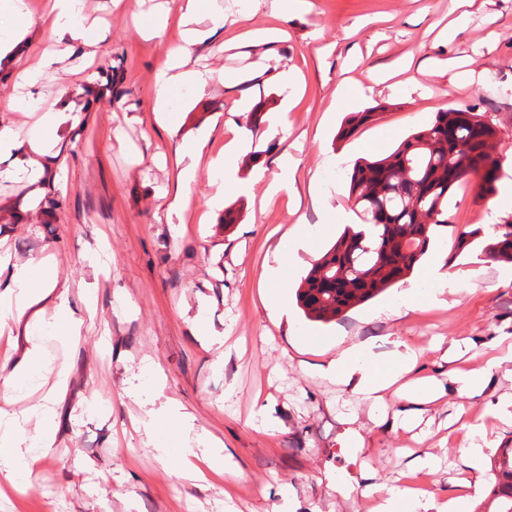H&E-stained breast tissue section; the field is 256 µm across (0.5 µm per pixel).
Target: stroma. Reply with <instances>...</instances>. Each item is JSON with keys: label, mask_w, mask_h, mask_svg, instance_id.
<instances>
[{"label": "stroma", "mask_w": 512, "mask_h": 512, "mask_svg": "<svg viewBox=\"0 0 512 512\" xmlns=\"http://www.w3.org/2000/svg\"><path fill=\"white\" fill-rule=\"evenodd\" d=\"M164 0H85L90 16L108 28L93 64L79 69L80 44L58 68L38 61L57 48L41 21L44 0H29L20 18L0 17V37L27 27L21 58L0 64V118L28 126L36 113L54 108L79 114L64 135L66 158L53 169L38 206L30 187L0 181V242L19 260L53 257L60 283L70 284L73 308L84 312L92 294L94 316L81 340L58 351L67 371H41L35 398L56 410L58 448L37 461L25 492L9 491L0 475V512H272L287 490L292 512H368L366 481L391 488L417 476L429 491L448 493L464 461L463 430L448 436V461L417 471L412 451L430 441L390 428L358 404L354 425L362 450L347 441L342 417L347 397L320 379L314 365L338 350L369 343L376 351L394 342L422 350L420 375L447 371L431 339L467 338L461 367L480 365L485 343L512 336V263L482 252L488 238L512 224V210L492 216L477 178L457 184L448 198V222L438 227L429 253L405 279L354 307L336 321L305 319L298 305L291 318L274 319L267 305L273 287L262 277L278 255H288L282 282L296 291L301 278L345 225L356 222L348 177L356 162L391 152L428 127L443 108H476L497 127L494 154L499 177L512 179V0H473L467 24L454 37L449 0H312L311 13L294 15L283 0H238L224 24L190 49V64L213 73L205 90L160 88L155 74L167 54L182 46L177 22L155 35L147 29ZM282 30L280 40L254 45L239 40L243 29ZM455 72L485 69L488 80L460 91L432 73L439 63ZM397 71L398 82L416 78L427 95L397 94L376 74ZM356 89L355 111L376 107L375 121L350 138L337 133L346 113L333 102L340 89ZM33 93V112L13 110L14 99ZM170 110L164 122L146 120L158 96ZM267 100L261 123L249 127L237 104ZM289 101L287 130L272 127ZM249 128L237 178L255 162L276 173L289 152L297 162L291 197L269 202L238 196L225 185V204H239L240 221L224 228V214L206 212L216 192L205 168L188 191L194 205L183 218L169 217L177 149L200 128H212L211 151L223 149L229 127ZM471 233L460 245L461 233ZM448 269L447 284L431 270ZM416 293L414 309L401 306L402 288ZM216 332L231 329L230 346L198 335L199 303ZM149 358L156 375L142 381L139 397L128 394L132 362ZM512 390V365L495 370L484 391L467 403L468 422L492 429L493 448L512 444V420L493 419L489 404ZM176 399L198 430L220 438L238 474L213 461L210 481L183 478L176 458L144 446L132 421L138 399ZM275 431H260L264 414Z\"/></svg>", "instance_id": "stroma-1"}]
</instances>
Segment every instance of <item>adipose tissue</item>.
<instances>
[{
	"label": "adipose tissue",
	"mask_w": 512,
	"mask_h": 512,
	"mask_svg": "<svg viewBox=\"0 0 512 512\" xmlns=\"http://www.w3.org/2000/svg\"><path fill=\"white\" fill-rule=\"evenodd\" d=\"M177 11L184 25V49L171 52L158 73L162 84L178 83L196 89L206 88L209 72L190 67L188 47L203 42L210 28L224 22L223 4H215L208 15H201L198 0H179ZM42 20L58 35L84 39V0H47ZM76 117L69 112L42 113L26 134H18L11 122L0 121V157L11 158L7 169L0 171V180H24L38 186L45 176L41 158L61 156L63 144L57 131L74 124ZM242 137H235L223 153L207 157L208 135H201L192 145L181 147V156L188 162L179 167L175 175L177 188L168 212H180L190 204L187 189L194 180L199 163H206L212 182L221 184L231 180ZM275 175H268L266 168L256 167L250 180L236 183L239 193L250 194L254 183L265 182L264 195L274 198L294 189L293 158L280 154ZM7 272V279H0V339L9 344L24 340L22 357L17 360L0 385L21 395L33 389L39 381L41 367L50 365L47 353L48 339L61 336L68 342H77L83 321L76 317L66 290L57 286L56 267L39 258L22 263L12 260L8 253L0 252V272ZM419 361L418 353L411 348H393L384 353H372L362 345H352L339 351L334 359L318 365L319 378L349 388L356 401L372 404L382 400L387 391H394L402 398L404 406L395 410L392 428L410 430L422 421L425 406L451 391L463 400L479 395L488 383L492 369L500 367L501 358L489 359L485 365L468 370L452 369L445 377L418 378L414 371ZM41 428L36 436H25L18 428L14 415L0 408V469L8 478L30 472L38 459L54 454L57 446L56 412L44 406L38 409ZM166 426L180 444V463L183 468H195L197 463L213 460L222 452L223 444L210 434L195 430L190 418L181 412L176 400L168 399L151 403L140 422L150 444L160 456L170 452L168 441L159 439L157 429ZM411 504L413 512H459L461 499L452 495L443 501L417 496L415 491L404 488L387 490L378 512H402L404 504Z\"/></svg>",
	"instance_id": "adipose-tissue-1"
}]
</instances>
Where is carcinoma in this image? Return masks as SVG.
<instances>
[{
	"label": "carcinoma",
	"mask_w": 512,
	"mask_h": 512,
	"mask_svg": "<svg viewBox=\"0 0 512 512\" xmlns=\"http://www.w3.org/2000/svg\"><path fill=\"white\" fill-rule=\"evenodd\" d=\"M371 109L350 116L339 137L372 121ZM497 129L473 108H452L410 135L389 155L353 169L349 199L361 223L345 228L302 279L297 301L311 321L331 322L407 278L427 253L435 227L447 223L448 194L475 176L481 196L495 192ZM493 259L512 261V228L486 246ZM487 507L512 512V448H500L491 467Z\"/></svg>",
	"instance_id": "carcinoma-1"
}]
</instances>
